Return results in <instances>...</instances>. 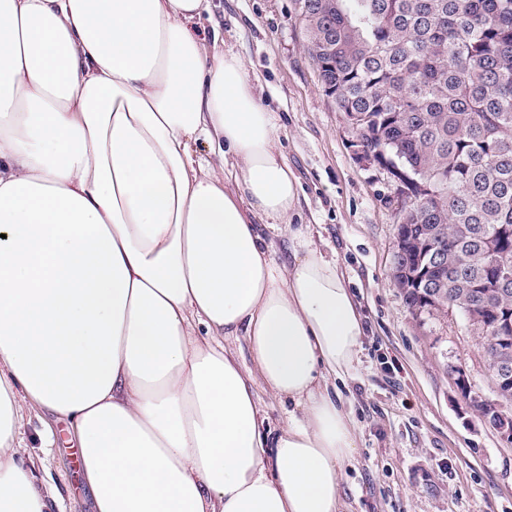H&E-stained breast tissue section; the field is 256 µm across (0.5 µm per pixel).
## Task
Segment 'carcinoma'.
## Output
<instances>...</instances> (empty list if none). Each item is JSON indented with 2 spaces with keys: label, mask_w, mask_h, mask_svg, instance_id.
<instances>
[{
  "label": "carcinoma",
  "mask_w": 512,
  "mask_h": 512,
  "mask_svg": "<svg viewBox=\"0 0 512 512\" xmlns=\"http://www.w3.org/2000/svg\"><path fill=\"white\" fill-rule=\"evenodd\" d=\"M325 95L360 145L397 162L415 230L448 265L443 305L483 295L489 327L512 314V0H295ZM411 311L422 288H404Z\"/></svg>",
  "instance_id": "obj_1"
}]
</instances>
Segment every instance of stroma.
<instances>
[{"mask_svg":"<svg viewBox=\"0 0 512 512\" xmlns=\"http://www.w3.org/2000/svg\"><path fill=\"white\" fill-rule=\"evenodd\" d=\"M213 5L199 34L220 32L255 76L300 185L294 221L336 261L365 317L347 380L358 428L357 462L343 476L350 512H512V446L470 408L451 372L462 367L475 392L493 397L483 350L458 315L419 318L407 307L391 276L396 185L357 162L355 134L321 87L294 0ZM24 438L57 489L56 512H92L68 421L33 412Z\"/></svg>","mask_w":512,"mask_h":512,"instance_id":"35a3bbf8","label":"stroma"}]
</instances>
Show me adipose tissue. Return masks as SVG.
Listing matches in <instances>:
<instances>
[{
	"mask_svg": "<svg viewBox=\"0 0 512 512\" xmlns=\"http://www.w3.org/2000/svg\"><path fill=\"white\" fill-rule=\"evenodd\" d=\"M210 11L0 0V512H52L36 408L71 422L94 512H344L364 317L293 225L275 118L199 37ZM259 404L269 419L271 426L278 427L288 417V405L282 404L279 399L274 397L270 392L259 386L257 388Z\"/></svg>",
	"mask_w": 512,
	"mask_h": 512,
	"instance_id": "1",
	"label": "adipose tissue"
}]
</instances>
